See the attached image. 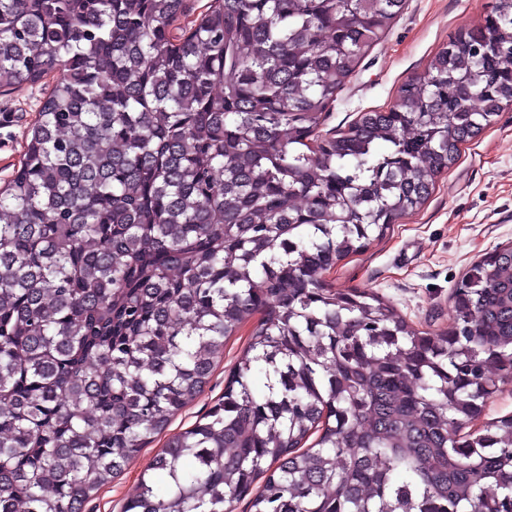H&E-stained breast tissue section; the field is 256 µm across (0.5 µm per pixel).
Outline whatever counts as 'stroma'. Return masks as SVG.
Instances as JSON below:
<instances>
[{"label":"stroma","instance_id":"obj_1","mask_svg":"<svg viewBox=\"0 0 512 512\" xmlns=\"http://www.w3.org/2000/svg\"><path fill=\"white\" fill-rule=\"evenodd\" d=\"M494 0H406L401 14L363 58L326 117L325 129L346 128L362 113L388 109L401 83L421 71L450 35L479 23ZM50 82L0 89V187L23 158ZM512 243V107L477 138L461 145L427 203L404 216L367 249L325 272L341 292L367 291L391 302L415 327L438 331L452 320L451 293L461 276L494 247ZM255 320L244 322L217 359L203 394L177 415L168 433L185 430L224 395V378L247 347ZM166 436H158L103 486L86 512H123Z\"/></svg>","mask_w":512,"mask_h":512}]
</instances>
